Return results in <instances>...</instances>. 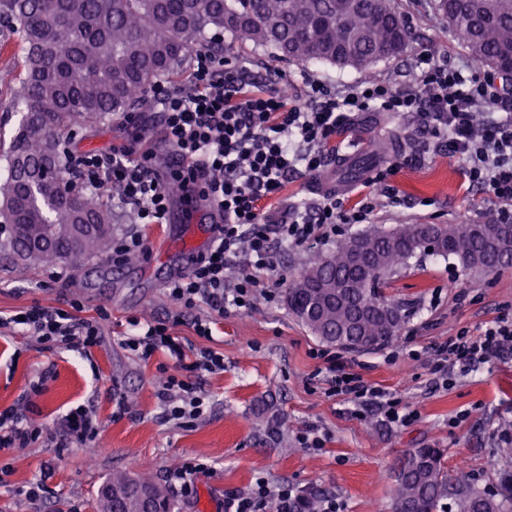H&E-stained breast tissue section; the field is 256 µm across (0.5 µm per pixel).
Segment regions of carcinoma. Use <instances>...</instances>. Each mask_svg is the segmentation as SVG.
<instances>
[{
  "label": "carcinoma",
  "instance_id": "carcinoma-1",
  "mask_svg": "<svg viewBox=\"0 0 512 512\" xmlns=\"http://www.w3.org/2000/svg\"><path fill=\"white\" fill-rule=\"evenodd\" d=\"M438 17L503 81L512 82V0H434ZM0 24L18 34L25 73L15 91L22 117L0 179V224L22 259L78 268L112 241V209L65 186L61 139L132 112L149 89L178 73L194 51L224 46L209 30L296 62L367 68L407 49L409 26L394 0H0ZM88 224L79 238L73 225ZM453 257L468 270L512 267V225L399 224L336 244L286 287L288 308L322 340L352 351L392 342L410 315L382 288L417 255ZM102 512H143L150 497L175 504L146 470L116 471ZM395 512H512V471L479 486L446 464V450L406 455L393 486Z\"/></svg>",
  "mask_w": 512,
  "mask_h": 512
}]
</instances>
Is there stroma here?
<instances>
[{
    "instance_id": "35a3bbf8",
    "label": "stroma",
    "mask_w": 512,
    "mask_h": 512,
    "mask_svg": "<svg viewBox=\"0 0 512 512\" xmlns=\"http://www.w3.org/2000/svg\"><path fill=\"white\" fill-rule=\"evenodd\" d=\"M395 4L413 33L410 45L399 56L365 70L286 61L229 34L224 37V58L250 65L255 76L281 72L297 82L306 75L335 83L411 82L423 52L464 57L477 74L489 73V66L434 13L431 0ZM382 119L377 112L362 114L352 129L337 135L324 173L334 175L340 154L351 146L371 145L376 168L396 165L388 183L398 191L400 203L392 205L380 186L359 179L345 189V207L365 195L376 196L378 206L370 222L384 230L396 224H477L498 215V201L485 189L469 185L462 159L444 146L423 151L420 117L390 116L389 136L381 143L376 136ZM89 143L99 151L152 147L156 164L163 168L173 156L161 114L147 109L135 126L116 120L96 130L77 131L72 148L81 153ZM139 231L148 252L134 257L118 278L108 253L76 268L64 260L52 267L32 265L0 250V313L76 299L85 316L100 308L110 315L109 330L88 359L75 351L42 350L25 336L0 335V410L18 406L31 383L47 374L44 390L35 399V421L52 431L71 408L94 405L100 421L96 443L101 447L94 455L51 443L0 451V469L6 471L0 476V512H100L98 490L113 471L146 468L161 479L188 459L205 462L212 470L195 476L197 495L188 502L176 499L177 512H224L226 493L247 490L260 477L335 497L343 512H394L395 472L409 450L425 446L447 449L449 468L466 466L481 485L490 483L496 472L512 469V459L496 453L503 432H512V356L493 357L456 374L447 387L431 383L428 374L434 344L512 314V268L467 271L456 259L428 255L410 259L391 278L386 295L413 306L396 339L375 350L343 348L339 354L367 382L417 410L415 421L396 427L378 412L360 418L352 405L326 395V385L316 375L321 365L316 353L328 344L288 308L287 281L326 255L328 246L281 251L273 301L262 299L253 309L221 316L201 303L178 327L183 341L224 355L221 372H186V379L207 395L209 407L192 426L184 427L166 418L157 398V383L163 372L172 370L173 359L162 352L141 359L122 344L132 321L167 317L166 274L183 263L177 249L163 247L175 226L143 224ZM207 316L213 321V335L196 338L192 324ZM121 401L128 406L122 415L116 412ZM311 427L324 438L323 448L301 443L302 432ZM36 481L47 491L32 500L25 491Z\"/></svg>"
}]
</instances>
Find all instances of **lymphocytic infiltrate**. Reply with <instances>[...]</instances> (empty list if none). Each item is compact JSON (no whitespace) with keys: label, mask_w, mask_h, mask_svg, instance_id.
Instances as JSON below:
<instances>
[{"label":"lymphocytic infiltrate","mask_w":512,"mask_h":512,"mask_svg":"<svg viewBox=\"0 0 512 512\" xmlns=\"http://www.w3.org/2000/svg\"><path fill=\"white\" fill-rule=\"evenodd\" d=\"M416 84L393 86L373 80L336 85L304 78L303 89L253 78L207 52L197 53L185 84H159L148 96L162 112L166 139L179 169H156L152 150H123L73 155L67 181L90 191L110 193L133 224H163L173 202L171 182L197 186L202 202L220 216L217 234L204 253L196 256L189 273L172 280L168 298L175 315L139 325L125 339L138 357L159 350L174 359L176 370L160 383L157 397L165 415L187 425L206 407L199 388L181 376L185 370L216 372L224 356L211 348L183 342L174 330L181 310L204 302L215 313L237 305L251 308L257 295L273 287V258L282 247H301L334 239L338 225L368 223L376 205L362 199L345 207L336 194L292 204L278 221L261 211V199L279 194L290 172L304 168L310 176L326 165L325 147L362 112L417 113L425 120L426 143L447 141L448 150L465 159L467 176L512 207V103L505 102L489 75L465 73L448 58L426 53ZM82 305L39 304L0 315V331L21 332L40 349L64 348L90 355L105 331L109 314H81ZM433 371L450 384L457 370L492 357L512 355V318L500 316L479 333L462 330L435 346ZM327 372V393L353 404L356 412L377 410L390 424L404 426L417 416L399 399L387 397L360 374L340 364L336 353H316ZM23 408L0 412V450L28 448L43 437ZM59 445L88 446L99 434L96 412L88 405L71 408L59 421ZM306 492L289 484L259 479L246 491L224 497V512H305Z\"/></svg>","instance_id":"1"}]
</instances>
